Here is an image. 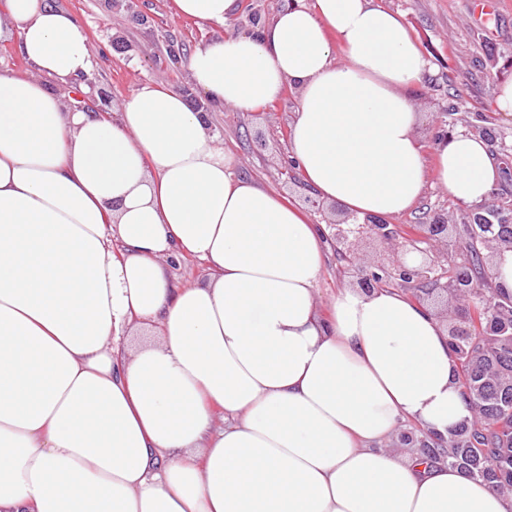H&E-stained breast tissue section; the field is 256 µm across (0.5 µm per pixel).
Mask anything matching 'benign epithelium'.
Segmentation results:
<instances>
[{"label":"benign epithelium","mask_w":512,"mask_h":512,"mask_svg":"<svg viewBox=\"0 0 512 512\" xmlns=\"http://www.w3.org/2000/svg\"><path fill=\"white\" fill-rule=\"evenodd\" d=\"M495 222L505 224L507 220L486 213L481 208H474L467 213L465 224L484 228ZM328 227L331 233L326 235L327 240L336 253L345 258L358 250L360 243L367 239L383 245V252L372 265L359 266L355 270L360 287L366 291L380 285L409 286L422 278L430 280L434 290L445 295L450 288H461L466 293L468 289L478 287L468 274L448 279V263L422 247L429 240L448 234L447 220L439 213L434 214L424 231L414 239L404 238L397 224L368 218L361 221L349 215L341 222L329 223ZM410 253L422 255V262L417 266L407 265L405 256Z\"/></svg>","instance_id":"7a95c632"}]
</instances>
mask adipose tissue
Wrapping results in <instances>:
<instances>
[{
    "instance_id": "adipose-tissue-1",
    "label": "adipose tissue",
    "mask_w": 512,
    "mask_h": 512,
    "mask_svg": "<svg viewBox=\"0 0 512 512\" xmlns=\"http://www.w3.org/2000/svg\"><path fill=\"white\" fill-rule=\"evenodd\" d=\"M224 27L189 78L213 109L297 93L289 155L344 214L460 205L502 177L482 136L419 144L431 71L376 0H291L249 32L238 0H171ZM30 65L0 73V512H512V495L391 442L471 421L448 331L391 288H340L301 207L240 171L207 116L147 82L114 118L69 103L92 67L48 0H0ZM193 257L205 281L178 283Z\"/></svg>"
}]
</instances>
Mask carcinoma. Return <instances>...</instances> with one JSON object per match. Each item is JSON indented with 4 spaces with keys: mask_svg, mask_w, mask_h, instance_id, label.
<instances>
[{
    "mask_svg": "<svg viewBox=\"0 0 512 512\" xmlns=\"http://www.w3.org/2000/svg\"><path fill=\"white\" fill-rule=\"evenodd\" d=\"M459 239L469 256L470 274L484 291L485 302L468 315L470 332L449 346L462 369L463 395L476 412L474 421L462 424L429 448L461 473L477 477L492 488L512 491V292H505L479 276L480 240L467 227Z\"/></svg>",
    "mask_w": 512,
    "mask_h": 512,
    "instance_id": "1",
    "label": "carcinoma"
}]
</instances>
